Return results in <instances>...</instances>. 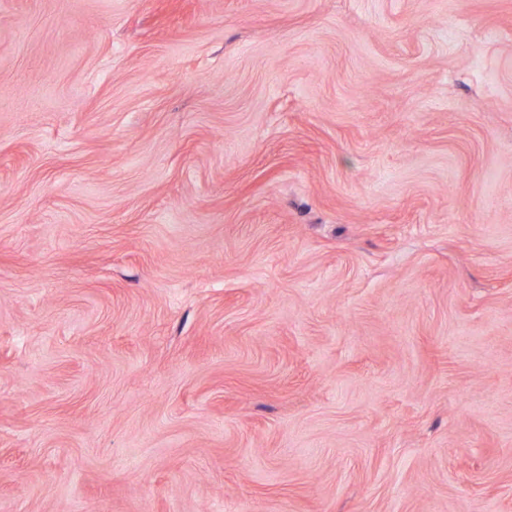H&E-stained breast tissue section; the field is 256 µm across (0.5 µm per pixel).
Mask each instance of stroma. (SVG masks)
Returning <instances> with one entry per match:
<instances>
[{"mask_svg": "<svg viewBox=\"0 0 512 512\" xmlns=\"http://www.w3.org/2000/svg\"><path fill=\"white\" fill-rule=\"evenodd\" d=\"M0 512H512V0H0Z\"/></svg>", "mask_w": 512, "mask_h": 512, "instance_id": "1", "label": "stroma"}]
</instances>
